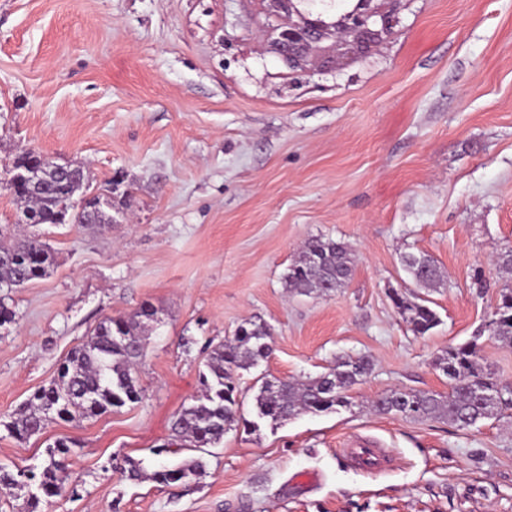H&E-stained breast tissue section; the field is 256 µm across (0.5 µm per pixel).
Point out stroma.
I'll return each mask as SVG.
<instances>
[{
    "label": "stroma",
    "mask_w": 512,
    "mask_h": 512,
    "mask_svg": "<svg viewBox=\"0 0 512 512\" xmlns=\"http://www.w3.org/2000/svg\"><path fill=\"white\" fill-rule=\"evenodd\" d=\"M265 0H0V180L22 151L84 167L108 224L22 222L0 187V230L39 233L49 275L13 290L0 326V465H38L79 439L70 490L41 512H512V409L476 426L373 411L394 389L447 393L433 365L492 311L512 249V0H408L392 36L338 70H291L260 32ZM345 243L344 288L289 292L305 241ZM442 275L417 288L402 257ZM440 322L414 335L392 290ZM148 304L138 402L26 440L3 424L105 318ZM269 358L240 371L239 424L221 444L161 457L209 351L245 321ZM373 369L351 408L257 419L262 376L315 377L346 357ZM384 448L369 473L343 455ZM204 464L186 485L151 473ZM145 477L127 478L130 463ZM315 472V489L293 484Z\"/></svg>",
    "instance_id": "stroma-1"
}]
</instances>
